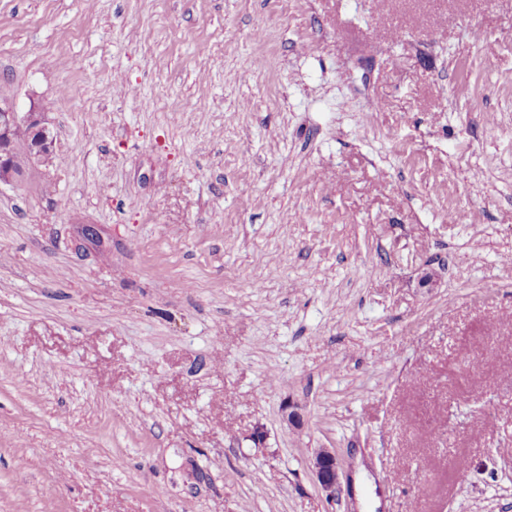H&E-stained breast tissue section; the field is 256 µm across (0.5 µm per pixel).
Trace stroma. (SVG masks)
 Returning a JSON list of instances; mask_svg holds the SVG:
<instances>
[{
  "instance_id": "stroma-1",
  "label": "stroma",
  "mask_w": 512,
  "mask_h": 512,
  "mask_svg": "<svg viewBox=\"0 0 512 512\" xmlns=\"http://www.w3.org/2000/svg\"><path fill=\"white\" fill-rule=\"evenodd\" d=\"M0 88V512H512V0H0ZM26 130L15 132L18 129ZM25 151L27 158L20 157L16 164L17 154ZM56 160L54 149V135L47 124L44 113L36 106L27 112H18L12 101L0 95V186L21 182L39 166L52 164ZM312 468L322 490L329 498L336 499L342 492V486L335 452L321 448L314 457Z\"/></svg>"
}]
</instances>
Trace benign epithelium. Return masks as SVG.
<instances>
[{"label": "benign epithelium", "instance_id": "obj_1", "mask_svg": "<svg viewBox=\"0 0 512 512\" xmlns=\"http://www.w3.org/2000/svg\"><path fill=\"white\" fill-rule=\"evenodd\" d=\"M21 128L30 133L26 142L15 137V132ZM22 151L29 155L26 167L16 164L17 154ZM55 160L54 135L44 113L36 106L19 112L8 97L0 95V185L18 183L38 167ZM312 468L318 484L328 497L341 494L338 463L332 449H320L314 457Z\"/></svg>", "mask_w": 512, "mask_h": 512}]
</instances>
